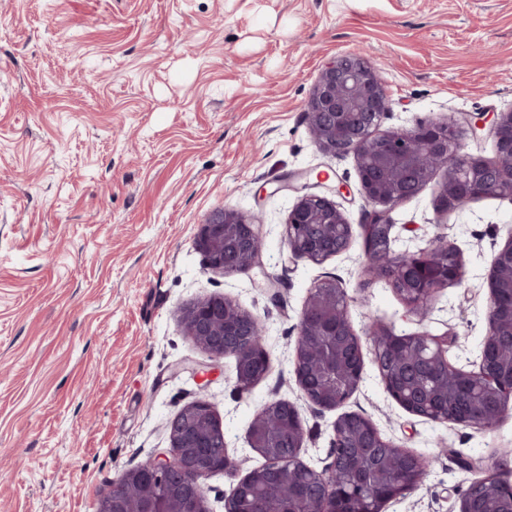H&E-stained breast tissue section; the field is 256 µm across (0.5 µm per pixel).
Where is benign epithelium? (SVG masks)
Segmentation results:
<instances>
[{"mask_svg":"<svg viewBox=\"0 0 512 512\" xmlns=\"http://www.w3.org/2000/svg\"><path fill=\"white\" fill-rule=\"evenodd\" d=\"M390 99L380 67L364 52L350 51L337 56L322 69L307 104L306 115L314 143L327 155H353L366 204L363 223L354 226L346 220L335 202L325 196L304 194L298 197L285 224L284 244L291 256L319 262L327 255L346 251L354 235L364 243V268L374 279L385 278L382 268L394 266L389 278L408 312L425 315L438 290L463 282L464 271L459 251L437 237L417 253H396L377 246L381 238H391L395 224L394 209L418 194L434 177L444 171V182L437 197L443 212L462 208L485 196L512 198V110L490 115L477 113L450 122L429 120L411 128L379 131ZM489 129L497 153L492 160L465 151V131ZM196 249L203 252L209 265L224 273L262 264L263 240L261 225L253 217L230 209L214 211L206 223L199 225L194 238ZM489 332L482 341L479 363L475 370L456 369L457 377L443 394L421 392L414 387L402 388L396 373L378 370L386 392L406 412L432 419L429 408L439 397L453 400L464 396L469 408L439 423L494 430L512 414V380L504 383L489 370L498 339L512 335V316L497 315V303L512 298V235L498 247L487 280ZM349 300L347 291L338 282L329 280L311 287L299 315L298 337L289 357L303 399L320 410L341 408L358 390L364 379L365 356L372 361L384 348L396 343L404 345L406 359L438 370L448 366V347L452 338L429 331L397 333L394 328L373 324L370 345L362 344L355 333L349 308L336 312L326 307L329 298ZM181 320L189 336L215 358L230 356L237 361L235 380L248 390L269 372L264 349V330L258 316L242 309L224 295L206 296L181 310ZM324 339L322 356L335 369L327 372L326 383L312 388L307 371V347L316 338ZM273 405L288 415V447H305V429L297 405L276 400ZM205 414L214 419L210 406L194 402L186 406L169 423V448L125 469L100 494L96 512H167L163 492L173 478L194 491V512H210L205 480L216 474L207 467L206 448L213 433H201L195 416ZM384 447L385 456L395 460L388 488L375 494L369 512H384L388 503L420 487L426 477L428 462L420 455L385 440L375 424L366 416L350 411L340 414L333 423L329 459L321 469L302 464L311 474L308 482L319 488L309 507L296 512H340L335 508V476L338 460L342 469L360 475H372L368 455L343 454L345 448ZM249 448L265 459V464L252 469L232 490L225 503V512L233 508L237 492L245 487L266 486L272 467L269 448L271 436L252 419L248 429ZM463 469L478 471L459 501L457 512H496L491 504L502 495L512 494V483L499 469H489L480 460L463 459ZM144 474L155 476L152 493L135 506H126L124 490L140 483Z\"/></svg>","mask_w":512,"mask_h":512,"instance_id":"benign-epithelium-1","label":"benign epithelium"}]
</instances>
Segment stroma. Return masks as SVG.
Wrapping results in <instances>:
<instances>
[{
	"label": "stroma",
	"mask_w": 512,
	"mask_h": 512,
	"mask_svg": "<svg viewBox=\"0 0 512 512\" xmlns=\"http://www.w3.org/2000/svg\"><path fill=\"white\" fill-rule=\"evenodd\" d=\"M356 49L382 69V129L512 110V0H0V512H95L198 400L235 463L207 479L210 512L262 465L247 429L267 402L298 404L300 458L322 468L336 414L303 403L288 362L317 282H341L358 336L375 321L445 332L452 363H478L512 199L439 212V172L395 209V252L443 237L464 263L421 317L386 281L364 284L360 239L321 263L284 244L306 193L364 218L354 157L323 154L305 112L323 64ZM220 208L260 221L262 266L226 274L195 248ZM212 294L264 323L270 372L251 389L181 322ZM345 408L430 462L386 512H457L473 479L460 459L512 470V417L488 432L410 415L374 365Z\"/></svg>",
	"instance_id": "stroma-1"
}]
</instances>
